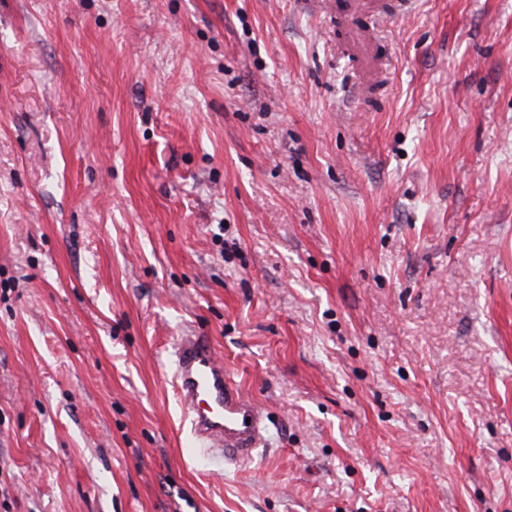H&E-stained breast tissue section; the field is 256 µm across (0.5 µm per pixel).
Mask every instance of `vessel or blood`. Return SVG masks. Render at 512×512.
Here are the masks:
<instances>
[{"label": "vessel or blood", "mask_w": 512, "mask_h": 512, "mask_svg": "<svg viewBox=\"0 0 512 512\" xmlns=\"http://www.w3.org/2000/svg\"><path fill=\"white\" fill-rule=\"evenodd\" d=\"M381 16L379 0H345L348 48L369 65L374 62V38L364 21ZM175 383L198 451L220 466L250 461L264 441L263 409L233 380L207 337H180Z\"/></svg>", "instance_id": "b4317fda"}]
</instances>
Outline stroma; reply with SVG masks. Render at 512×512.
Listing matches in <instances>:
<instances>
[{
	"instance_id": "1",
	"label": "stroma",
	"mask_w": 512,
	"mask_h": 512,
	"mask_svg": "<svg viewBox=\"0 0 512 512\" xmlns=\"http://www.w3.org/2000/svg\"><path fill=\"white\" fill-rule=\"evenodd\" d=\"M382 6L0 0V512H512V0ZM344 20L347 26L348 49L359 56L366 64L373 66L374 38L372 31L362 22L364 18L372 20L382 18L379 0H344ZM175 383L188 409L190 436L205 459L222 470L224 464L250 461L263 445V409L233 380L206 336H180Z\"/></svg>"
}]
</instances>
